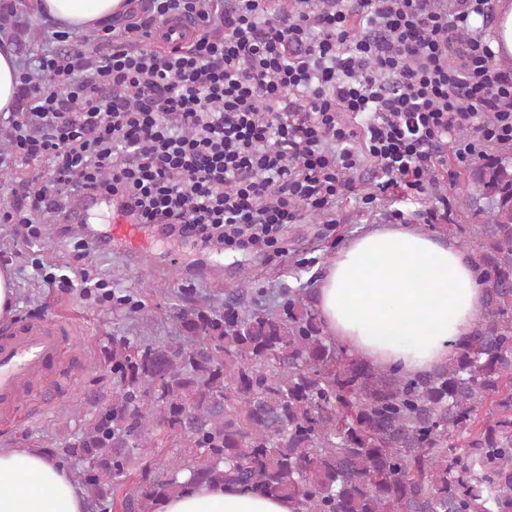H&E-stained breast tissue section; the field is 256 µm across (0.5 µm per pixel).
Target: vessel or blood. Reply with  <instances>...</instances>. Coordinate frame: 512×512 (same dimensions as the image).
I'll list each match as a JSON object with an SVG mask.
<instances>
[{
  "mask_svg": "<svg viewBox=\"0 0 512 512\" xmlns=\"http://www.w3.org/2000/svg\"><path fill=\"white\" fill-rule=\"evenodd\" d=\"M108 197L89 191L82 195L76 211L67 216L70 224L94 236L101 246H109L112 240L125 239L138 242L140 228L132 218L114 212L107 225H90L94 211L110 209ZM64 338L59 329L49 323H33L23 326L18 334L0 340V412L13 413L22 387L44 375L46 370L64 354Z\"/></svg>",
  "mask_w": 512,
  "mask_h": 512,
  "instance_id": "vessel-or-blood-1",
  "label": "vessel or blood"
}]
</instances>
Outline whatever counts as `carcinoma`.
Instances as JSON below:
<instances>
[{
	"label": "carcinoma",
	"mask_w": 512,
	"mask_h": 512,
	"mask_svg": "<svg viewBox=\"0 0 512 512\" xmlns=\"http://www.w3.org/2000/svg\"><path fill=\"white\" fill-rule=\"evenodd\" d=\"M463 191L486 309L446 367L374 371L328 341L306 289L269 310L231 291L181 314L177 342L112 337V406L50 453L100 512H154L196 483L296 512H512V147Z\"/></svg>",
	"instance_id": "carcinoma-1"
}]
</instances>
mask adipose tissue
<instances>
[{
    "label": "adipose tissue",
    "instance_id": "adipose-tissue-1",
    "mask_svg": "<svg viewBox=\"0 0 512 512\" xmlns=\"http://www.w3.org/2000/svg\"><path fill=\"white\" fill-rule=\"evenodd\" d=\"M38 12L75 33L128 11V0H36ZM324 333L376 370H438L485 310L472 256L416 224H371L331 252L314 288ZM288 499L201 484L156 512H296ZM73 473L41 448H0V512H88Z\"/></svg>",
    "mask_w": 512,
    "mask_h": 512
}]
</instances>
